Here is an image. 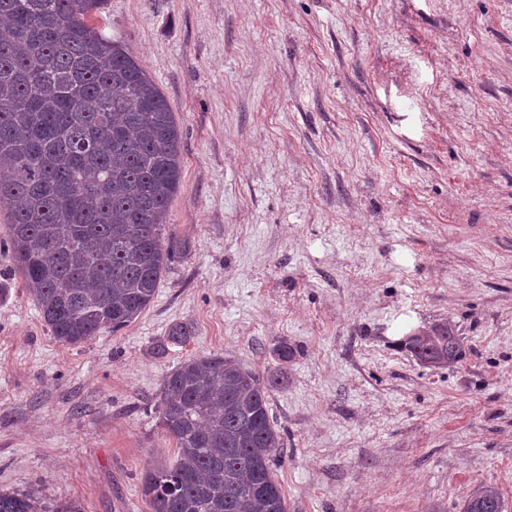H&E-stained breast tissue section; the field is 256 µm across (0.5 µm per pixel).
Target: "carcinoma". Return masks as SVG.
I'll use <instances>...</instances> for the list:
<instances>
[{
    "label": "carcinoma",
    "mask_w": 512,
    "mask_h": 512,
    "mask_svg": "<svg viewBox=\"0 0 512 512\" xmlns=\"http://www.w3.org/2000/svg\"><path fill=\"white\" fill-rule=\"evenodd\" d=\"M104 3L0 0V203L15 269L70 346L133 322L179 251L162 227L182 179L181 130L143 66L89 24ZM447 332L434 325L409 352L434 353ZM447 347L448 365L465 357L462 338ZM275 385L225 355L163 378L155 413L175 450L142 476L151 512H288ZM478 505L502 512L499 491L477 488L462 512ZM0 512L73 510L0 492Z\"/></svg>",
    "instance_id": "obj_1"
}]
</instances>
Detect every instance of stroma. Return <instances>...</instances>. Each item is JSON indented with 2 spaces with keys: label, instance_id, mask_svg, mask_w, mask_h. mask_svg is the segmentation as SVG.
I'll return each instance as SVG.
<instances>
[{
  "label": "stroma",
  "instance_id": "1",
  "mask_svg": "<svg viewBox=\"0 0 512 512\" xmlns=\"http://www.w3.org/2000/svg\"><path fill=\"white\" fill-rule=\"evenodd\" d=\"M93 23L181 128L183 249L134 322L68 346L0 204V491L151 512L162 379L219 353L278 376L288 512H461L481 486L512 512V0H108ZM439 323L455 366L400 346ZM465 344L460 336H458L456 339L448 340L447 338V347H448V354L449 359L446 358L445 355H437L432 358H418V361L423 366H434V365H441L446 364L448 361L447 366H453L454 364H458L464 357L466 353Z\"/></svg>",
  "mask_w": 512,
  "mask_h": 512
}]
</instances>
